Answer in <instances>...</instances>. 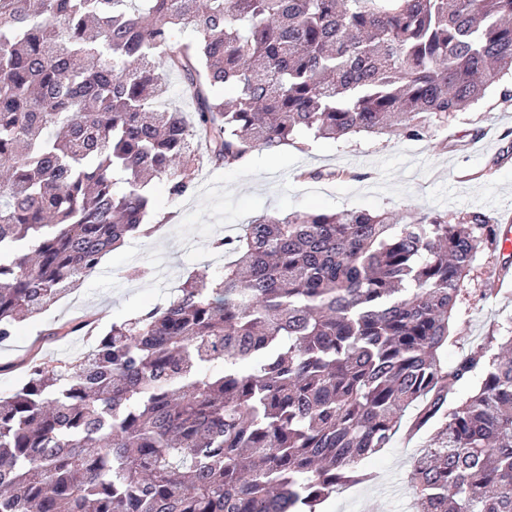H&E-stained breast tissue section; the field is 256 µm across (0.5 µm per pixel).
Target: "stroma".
Returning a JSON list of instances; mask_svg holds the SVG:
<instances>
[{"label": "stroma", "instance_id": "stroma-1", "mask_svg": "<svg viewBox=\"0 0 512 512\" xmlns=\"http://www.w3.org/2000/svg\"><path fill=\"white\" fill-rule=\"evenodd\" d=\"M319 169L341 176L312 179ZM193 183L176 200L156 184L154 243L136 238L112 251L79 288L0 344V395L23 381L32 356L66 362L88 348L84 332L57 336L54 328L90 320L101 330L155 305L188 276L222 265L211 240L237 234L257 216L353 208L407 217L479 211L494 222L512 215V106L502 105L493 87L428 138L367 133L333 142L301 135L295 144L253 151L233 168L201 161ZM134 268L140 276H131ZM460 319L459 338L448 348L452 363L490 331L512 329V255L498 248L479 260ZM429 437L426 429L412 437L398 431L389 448L365 461L368 479L333 494L321 512H408L406 475Z\"/></svg>", "mask_w": 512, "mask_h": 512}]
</instances>
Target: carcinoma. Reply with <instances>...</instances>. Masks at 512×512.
Wrapping results in <instances>:
<instances>
[{"instance_id": "1", "label": "carcinoma", "mask_w": 512, "mask_h": 512, "mask_svg": "<svg viewBox=\"0 0 512 512\" xmlns=\"http://www.w3.org/2000/svg\"><path fill=\"white\" fill-rule=\"evenodd\" d=\"M509 74L512 0H0V343L141 234L151 181L184 196L200 151L428 138ZM498 239L479 211L344 209L213 240L211 278L0 396V512H319L408 413L437 425L413 512H512V335L448 366ZM167 84V101L177 109H181L187 115L194 112L195 102L189 97L184 89L183 82L178 73L167 72L165 76Z\"/></svg>"}]
</instances>
